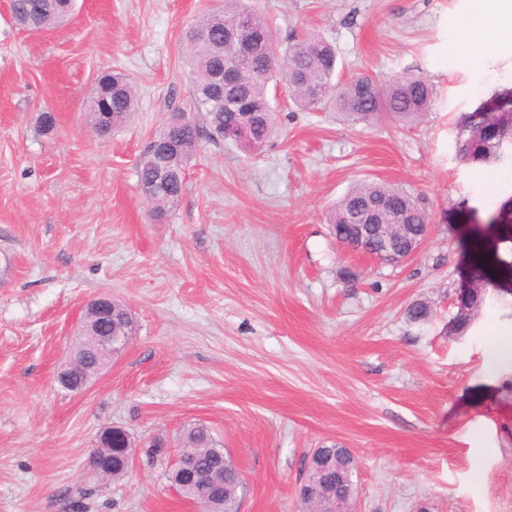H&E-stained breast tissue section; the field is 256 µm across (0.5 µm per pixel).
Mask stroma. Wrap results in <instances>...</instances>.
Segmentation results:
<instances>
[{
	"label": "stroma",
	"instance_id": "stroma-1",
	"mask_svg": "<svg viewBox=\"0 0 512 512\" xmlns=\"http://www.w3.org/2000/svg\"><path fill=\"white\" fill-rule=\"evenodd\" d=\"M216 0H77L45 34L0 4V512H195L167 482L187 426L209 427L243 476L235 512H304L313 449L356 461L353 512H512V161L477 167L456 124L512 88V57L452 60L466 0H255L280 43H332L339 77L427 79L419 121H342L280 95L260 149L201 141L186 189L151 215L140 155L169 108L189 112L182 35ZM138 102L121 132L90 128L98 75ZM56 126L43 133V112ZM424 199L433 228L399 266L346 251L327 216L354 183ZM491 281L448 333L470 266ZM134 314L129 344L84 392L56 381L87 301ZM428 302L430 316L408 308ZM155 437L126 478L89 457L104 432Z\"/></svg>",
	"mask_w": 512,
	"mask_h": 512
}]
</instances>
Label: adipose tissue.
Here are the masks:
<instances>
[{
    "instance_id": "1",
    "label": "adipose tissue",
    "mask_w": 512,
    "mask_h": 512,
    "mask_svg": "<svg viewBox=\"0 0 512 512\" xmlns=\"http://www.w3.org/2000/svg\"><path fill=\"white\" fill-rule=\"evenodd\" d=\"M471 8L455 38L459 58L487 59L512 47V0H470Z\"/></svg>"
}]
</instances>
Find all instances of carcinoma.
<instances>
[{"instance_id": "carcinoma-1", "label": "carcinoma", "mask_w": 512, "mask_h": 512, "mask_svg": "<svg viewBox=\"0 0 512 512\" xmlns=\"http://www.w3.org/2000/svg\"><path fill=\"white\" fill-rule=\"evenodd\" d=\"M33 0H13L12 18L26 30L47 32L65 25L68 12L59 6L36 13ZM240 30L241 37L254 43L249 63L251 73L240 91L246 104L260 111L252 137L265 143L275 130V109L269 98V88L284 86L288 98L305 110L333 106L334 110L352 122L370 123L382 116L400 122H414L429 109L433 88L428 81L415 75L402 76L388 83L364 74L336 88V52L326 40L318 37L298 40L279 47L276 31L266 18L253 9L249 0H222L221 5L199 18L184 33V42L192 62L191 96L198 115L182 125L164 120L162 128L149 142L137 165L140 191L152 190L147 198L151 212L162 216L175 207L185 190V169L200 140L215 144L228 140L225 129L238 120V110L218 107L214 98L215 69L231 60L224 48V33ZM278 53L284 68L272 70L268 57ZM114 112L115 124L104 130L100 127L102 109ZM137 110V99L128 78L120 72L105 74L98 89L88 97L87 118L97 135L109 137L129 124ZM512 112V89L497 92L491 101L465 113L458 122L461 158L469 164H498L507 159L504 146L512 143V124L497 136L495 128ZM379 207L384 224H413L419 229L431 223L422 198L403 188L382 182H361L352 185L328 215L334 235L348 239L354 233L353 223H362L360 214L368 207ZM489 276L483 264L475 263L467 287L474 312H480ZM100 363L92 347L86 348L79 364L71 371L74 380L85 378ZM184 447L194 450L205 477L182 484L179 474L168 472V481L178 487L184 497H209L212 489L222 493L221 512H233V505L242 487V477L231 464L221 462L222 449L215 447L213 436L203 424H195L183 432ZM93 464L101 477L121 480L129 468L119 449L99 447L94 451ZM327 469L337 472L341 480L354 473L356 462L346 448H332V457L325 461Z\"/></svg>"}]
</instances>
